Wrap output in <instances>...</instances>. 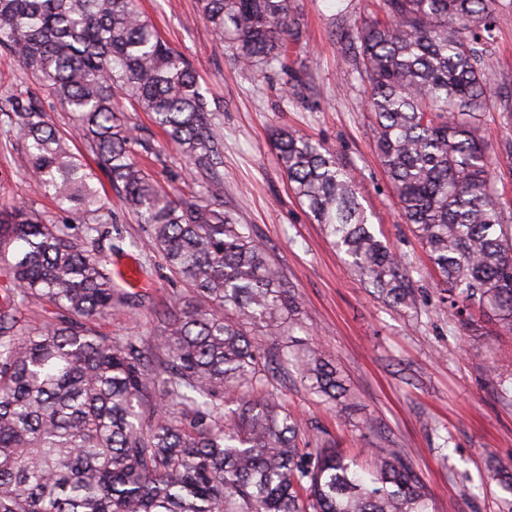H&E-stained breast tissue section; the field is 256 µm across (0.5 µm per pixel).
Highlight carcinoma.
Instances as JSON below:
<instances>
[{"label":"carcinoma","mask_w":512,"mask_h":512,"mask_svg":"<svg viewBox=\"0 0 512 512\" xmlns=\"http://www.w3.org/2000/svg\"><path fill=\"white\" fill-rule=\"evenodd\" d=\"M219 41L255 73L284 63L302 33L294 0H199ZM385 19L342 30L366 81L373 140L400 211L446 285L448 314L472 310L512 332V225L496 190L497 156L480 133L494 93L481 62L498 0H382ZM0 46L73 116L99 169L147 225V245L197 303L164 312L155 352L102 336L118 294L104 256L17 203L0 204V512H433L432 494L397 448L365 471L343 450L302 448L280 402L275 359L247 328L296 362L313 395L349 393L330 356L297 347L298 302L250 227L224 209V136L186 59L138 0H0ZM148 112L166 144L208 176L205 197L176 196L139 160L151 146L127 112ZM24 141L39 190L78 221L106 205L70 139L40 112L0 106ZM280 167L311 219L395 308L411 301L409 267L371 230L350 174L330 149L274 134ZM48 305L55 318L16 315ZM493 477L512 495V462Z\"/></svg>","instance_id":"obj_1"}]
</instances>
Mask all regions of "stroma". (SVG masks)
Returning <instances> with one entry per match:
<instances>
[{"label":"stroma","instance_id":"obj_1","mask_svg":"<svg viewBox=\"0 0 512 512\" xmlns=\"http://www.w3.org/2000/svg\"><path fill=\"white\" fill-rule=\"evenodd\" d=\"M379 3L296 0L304 40L285 66L263 77L237 62L231 44H220L198 0L139 5L160 36L190 62L208 100L220 105L224 206L250 226L279 266L308 326L305 342L334 356L352 396L350 407H334L311 395L295 367L286 364L275 380L286 408L310 439L334 442L362 463H369L371 449H401L430 488L435 512H507L490 461L512 459V335L488 321L468 331L445 312L438 275L403 220L376 157L366 84L338 39L342 22L365 18ZM494 25L486 74L491 86L512 87V0H501ZM7 99L33 101L60 132L72 128L70 113L42 83L21 78L16 60L0 48V102ZM128 119L138 137L161 152L150 159V174L176 194L202 193L204 175L164 148L150 116L132 112ZM279 128L332 148L352 172L373 232L412 271L409 306L395 308L373 294L294 198L270 140ZM22 151L21 138L0 112V202L31 207L83 239V224L71 222L37 191L20 164ZM104 192L116 218L109 255L114 286L127 292L120 272L131 262L145 287L135 307L115 306L98 326L112 338L138 336L150 345L159 334L160 314L185 308L193 297L161 256L145 247L146 227L126 215L112 185ZM493 367L503 385L491 383Z\"/></svg>","mask_w":512,"mask_h":512}]
</instances>
